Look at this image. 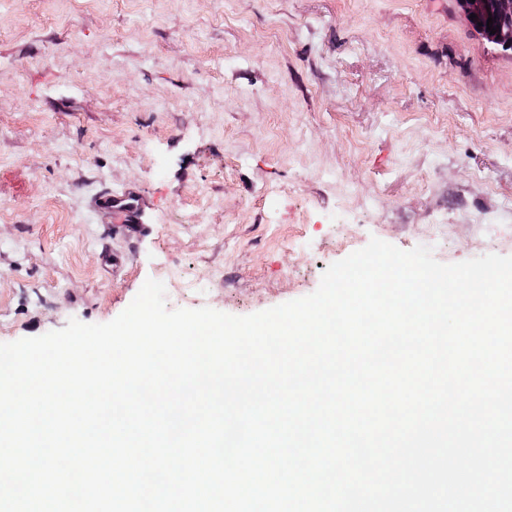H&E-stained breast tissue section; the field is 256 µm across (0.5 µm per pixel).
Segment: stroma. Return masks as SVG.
<instances>
[{"instance_id":"35a3bbf8","label":"stroma","mask_w":512,"mask_h":512,"mask_svg":"<svg viewBox=\"0 0 512 512\" xmlns=\"http://www.w3.org/2000/svg\"><path fill=\"white\" fill-rule=\"evenodd\" d=\"M374 237L512 256V51L457 0H0V343L149 279L254 314ZM91 205L105 224H111L112 235L129 237L143 223L146 201L137 190L126 189L120 193L105 190L93 198Z\"/></svg>"}]
</instances>
